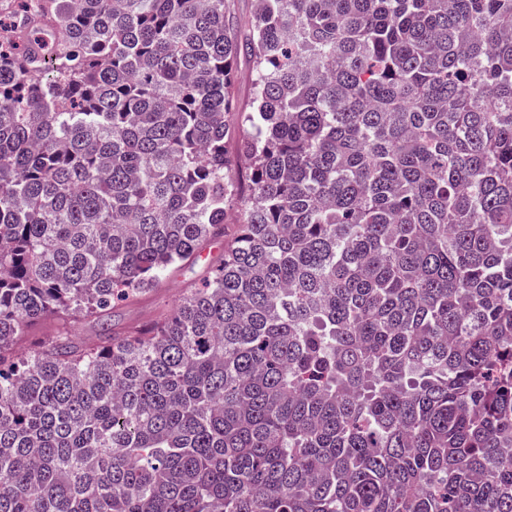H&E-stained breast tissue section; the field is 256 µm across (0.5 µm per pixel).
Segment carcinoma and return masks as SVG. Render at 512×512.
<instances>
[{"mask_svg":"<svg viewBox=\"0 0 512 512\" xmlns=\"http://www.w3.org/2000/svg\"><path fill=\"white\" fill-rule=\"evenodd\" d=\"M225 2L10 0L0 512H512V0ZM226 15L241 32H246L254 17L253 0H226ZM234 97L242 110H249L252 101V65L247 57L237 59L235 66ZM225 236L218 240L203 243L197 255L172 268L157 288L139 294L123 303L106 315L61 320L46 318L36 329L33 336H27L19 344L17 351H29L48 342L51 336H57L67 327L69 333L86 343H95L105 332L136 330L151 325L167 314L183 298L200 288L211 272L224 259V244L230 240L235 224L225 225ZM203 256V257H202Z\"/></svg>","mask_w":512,"mask_h":512,"instance_id":"obj_1","label":"carcinoma"}]
</instances>
